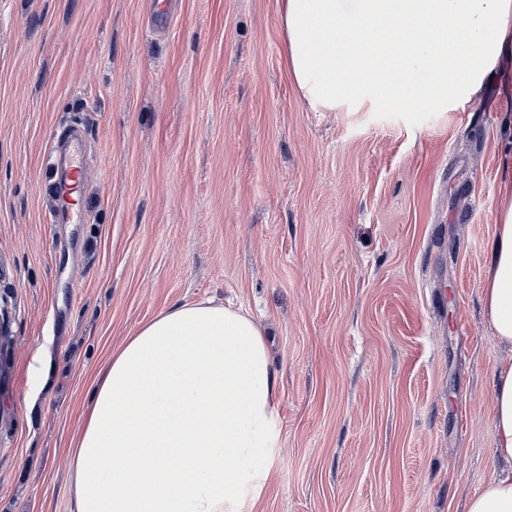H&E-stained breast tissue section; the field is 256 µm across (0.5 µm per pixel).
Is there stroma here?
Listing matches in <instances>:
<instances>
[{"mask_svg": "<svg viewBox=\"0 0 512 512\" xmlns=\"http://www.w3.org/2000/svg\"><path fill=\"white\" fill-rule=\"evenodd\" d=\"M146 2L0 0V512H70L95 372L206 299L247 312L281 374L252 512H466L512 358L482 300L512 102L314 108L283 0H178L163 34ZM67 125L92 154L85 221L52 224Z\"/></svg>", "mask_w": 512, "mask_h": 512, "instance_id": "stroma-1", "label": "stroma"}]
</instances>
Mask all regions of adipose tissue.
<instances>
[{
	"instance_id": "1",
	"label": "adipose tissue",
	"mask_w": 512,
	"mask_h": 512,
	"mask_svg": "<svg viewBox=\"0 0 512 512\" xmlns=\"http://www.w3.org/2000/svg\"><path fill=\"white\" fill-rule=\"evenodd\" d=\"M290 73L311 105L366 87L426 106L476 94L512 56V0H285ZM484 303L512 348V173L496 202ZM261 329L241 310L177 303L113 350L69 442L72 512H251L276 461L280 429ZM494 451L512 462V360L494 375ZM468 512H512V470Z\"/></svg>"
}]
</instances>
